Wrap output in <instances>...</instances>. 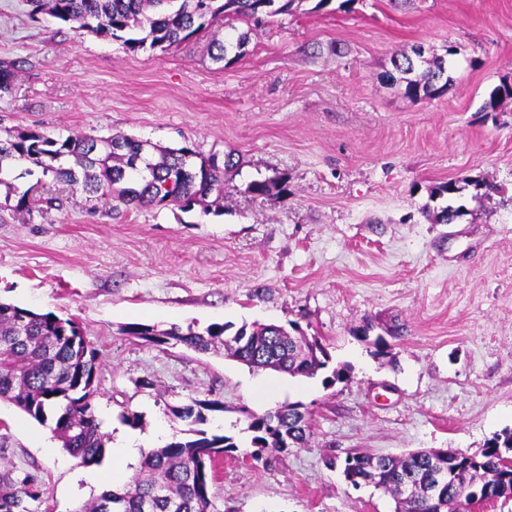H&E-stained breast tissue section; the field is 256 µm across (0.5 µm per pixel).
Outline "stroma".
<instances>
[{"label": "stroma", "mask_w": 512, "mask_h": 512, "mask_svg": "<svg viewBox=\"0 0 512 512\" xmlns=\"http://www.w3.org/2000/svg\"><path fill=\"white\" fill-rule=\"evenodd\" d=\"M248 30L200 31L161 50L31 16L0 0V59L18 62L0 92V139L37 130L127 136L158 148L240 158L224 210L112 206L73 193L29 162L0 185V301L74 319L98 354L104 433L188 422L172 407L216 399L208 428L237 448L214 464L220 512H394L371 487L347 485L354 452H479L512 431V0H330ZM248 32L236 61L216 62L215 34ZM446 56L452 84L418 101L386 82L396 52ZM285 191L251 197L254 180ZM463 183L452 198L436 187ZM496 184L476 195L474 181ZM38 203L19 215L24 192ZM452 205L449 224L435 214ZM386 335L378 356L356 329ZM298 322L343 380L254 371L220 353L153 345L125 328ZM403 329L392 335L393 326ZM308 410L302 447L254 458L245 416ZM78 459L51 424L0 401V474L28 477L30 512H75L100 487H73Z\"/></svg>", "instance_id": "stroma-1"}]
</instances>
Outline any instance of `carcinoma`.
Returning <instances> with one entry per match:
<instances>
[{
  "instance_id": "carcinoma-1",
  "label": "carcinoma",
  "mask_w": 512,
  "mask_h": 512,
  "mask_svg": "<svg viewBox=\"0 0 512 512\" xmlns=\"http://www.w3.org/2000/svg\"><path fill=\"white\" fill-rule=\"evenodd\" d=\"M30 0L33 13H47L79 28L122 41L137 52L147 46L165 48L191 39L198 32L235 18L260 24L269 17L287 14L303 0ZM248 43V33L216 45L213 59H238ZM427 68L412 79L421 63ZM393 84L412 100L433 98L448 90L451 76L444 58L424 61L422 50L397 53L392 59ZM19 66L0 60V91H10ZM512 99V84L503 82L489 95L485 108H495ZM19 160L27 161L71 190L120 204L175 205L189 210L215 196L223 200L224 178L240 163L229 152L224 160L203 157L192 148H163L151 159L144 145L127 137L101 140L74 135L59 141L47 134L29 131L0 139V174ZM277 178L249 183L244 193L253 197L281 192ZM228 327L213 323L202 331L174 326L157 331L132 324L127 333L150 344L170 341L207 353L223 349L251 368L274 369L290 376L313 378L328 368L330 356L323 346L304 335L293 336L280 325L242 326L228 337ZM97 354L87 348L80 327L71 319L51 312L0 302V400L44 423L51 419L63 449L85 466L98 465L106 453L107 439L95 414ZM299 402L262 415L247 414L254 458L280 452L290 445L302 447L310 429L298 427ZM192 425L191 437L172 441L144 455L126 489L102 492L76 512H221L216 506L212 467L217 458L237 448L234 439L209 432V413L224 411L216 399L196 400L171 408ZM446 477L437 504L423 491ZM343 474L355 488L372 485L392 496L395 512H471V501L461 500L457 488L475 490L488 486L512 494V432L490 440L480 452L448 458V449L429 448L403 456L355 452L345 458ZM40 492L25 478L0 480V512H26V500Z\"/></svg>"
}]
</instances>
